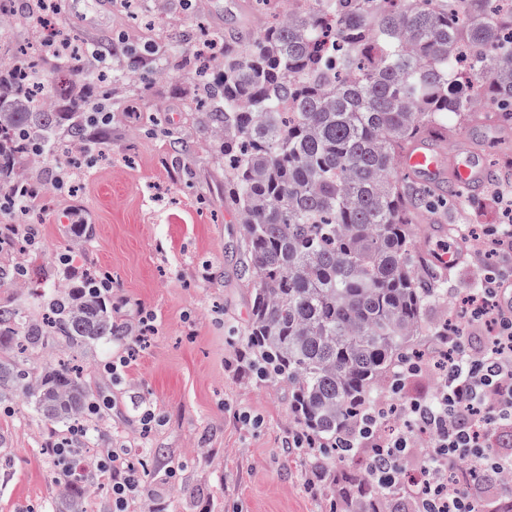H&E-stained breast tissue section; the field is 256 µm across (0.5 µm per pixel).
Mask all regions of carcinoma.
Segmentation results:
<instances>
[{
  "label": "carcinoma",
  "instance_id": "1",
  "mask_svg": "<svg viewBox=\"0 0 512 512\" xmlns=\"http://www.w3.org/2000/svg\"><path fill=\"white\" fill-rule=\"evenodd\" d=\"M224 60L210 80L199 69L198 114L213 151L224 158V186L239 215L251 285L246 336L257 366L286 380L298 436L327 460L362 452L338 448L339 431L367 420L375 384L393 382L394 368L416 337L442 336L425 305L446 294L413 242L431 191L397 181V158L454 116H481L478 99L512 122V6L492 0H318L249 39L219 31ZM21 48L0 42L9 69L0 72V208L34 198L17 180V156H40L38 143L65 129L85 145L89 127L112 112V85L137 83L145 57L126 49V69L100 83L82 57L59 52L36 58L32 81L17 67ZM51 100L34 108L32 82ZM31 263L0 266V283L38 284ZM58 284L42 296L50 327L16 310H0V345L19 336L24 349L90 348L126 336L102 296ZM22 387L48 420L89 426L92 391L79 374L48 365L33 376L23 360L0 361V397ZM61 512H86L88 477L80 452L58 462ZM386 490L370 472L345 477L338 496L355 512H383Z\"/></svg>",
  "mask_w": 512,
  "mask_h": 512
}]
</instances>
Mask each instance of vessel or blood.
<instances>
[{
	"mask_svg": "<svg viewBox=\"0 0 512 512\" xmlns=\"http://www.w3.org/2000/svg\"><path fill=\"white\" fill-rule=\"evenodd\" d=\"M399 164L423 182L448 181L472 193L480 191L487 179L482 161L465 148L449 153L443 146L425 140L412 143L400 157Z\"/></svg>",
	"mask_w": 512,
	"mask_h": 512,
	"instance_id": "1",
	"label": "vessel or blood"
}]
</instances>
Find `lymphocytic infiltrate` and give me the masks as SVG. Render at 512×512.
Listing matches in <instances>:
<instances>
[{
  "mask_svg": "<svg viewBox=\"0 0 512 512\" xmlns=\"http://www.w3.org/2000/svg\"><path fill=\"white\" fill-rule=\"evenodd\" d=\"M500 262L486 275L477 304L465 314L482 334L478 348L467 347L459 331L435 337L431 358L447 357L434 396L409 403L410 430L383 433L385 400L370 405V423L357 424L336 436L340 448H370L371 478L388 498L410 505L412 512H469L481 502L497 512L499 500L512 498V445L500 431L512 429V225L495 235ZM427 436L420 445L419 436ZM416 449L417 476L404 480V458ZM102 474L112 482V512H128L141 489L136 472L124 467L123 452L107 451Z\"/></svg>",
  "mask_w": 512,
  "mask_h": 512,
  "instance_id": "f902f5d3",
  "label": "lymphocytic infiltrate"
}]
</instances>
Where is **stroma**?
I'll use <instances>...</instances> for the list:
<instances>
[{
    "instance_id": "1",
    "label": "stroma",
    "mask_w": 512,
    "mask_h": 512,
    "mask_svg": "<svg viewBox=\"0 0 512 512\" xmlns=\"http://www.w3.org/2000/svg\"><path fill=\"white\" fill-rule=\"evenodd\" d=\"M209 2L214 11L205 23L216 29L255 34L270 22L260 0ZM84 16L73 34L83 38L93 29L118 49L164 43L175 30L197 25L184 13L177 29L159 28L137 19L125 0H114L108 11L85 9ZM185 59L183 51L171 53L164 63L169 79L149 85L141 99L117 90L121 105L111 124L87 131L98 152L75 186L55 183L57 169L71 164L63 148L35 178L44 207L30 229L49 282L76 287L90 273L108 271L112 317L134 327L131 335L69 354L90 369L92 391L110 401L91 441L102 451L124 449L142 477L129 512H143L150 497L167 512H325L326 500L337 496V471H362L366 459L326 462L321 492L311 494L310 459L290 446L296 425L287 382L260 381L237 368L250 313V288L235 254L239 220L224 196V162L186 108L197 85ZM150 114L164 118L172 137L142 132ZM462 140L489 176L461 209L439 208L444 233L416 224L414 237L430 250L458 247L460 225L480 239L506 221L498 197L512 186V124L486 119L456 128L442 142ZM489 260L467 250L448 270L447 302L426 306L425 322L454 313L485 277ZM119 356L129 357L130 366L117 381L104 365ZM146 406L155 413L147 428L140 422ZM69 432L44 419L25 390L0 401V512H55L58 475L47 446Z\"/></svg>"
}]
</instances>
